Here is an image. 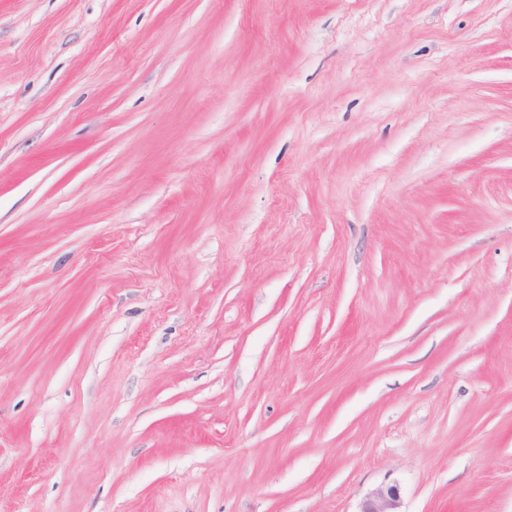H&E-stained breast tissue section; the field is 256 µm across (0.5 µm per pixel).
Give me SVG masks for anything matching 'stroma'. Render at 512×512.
<instances>
[{
  "instance_id": "stroma-1",
  "label": "stroma",
  "mask_w": 512,
  "mask_h": 512,
  "mask_svg": "<svg viewBox=\"0 0 512 512\" xmlns=\"http://www.w3.org/2000/svg\"><path fill=\"white\" fill-rule=\"evenodd\" d=\"M512 512V0H0V512ZM400 491L396 484L380 486L363 498L358 512H401Z\"/></svg>"
}]
</instances>
